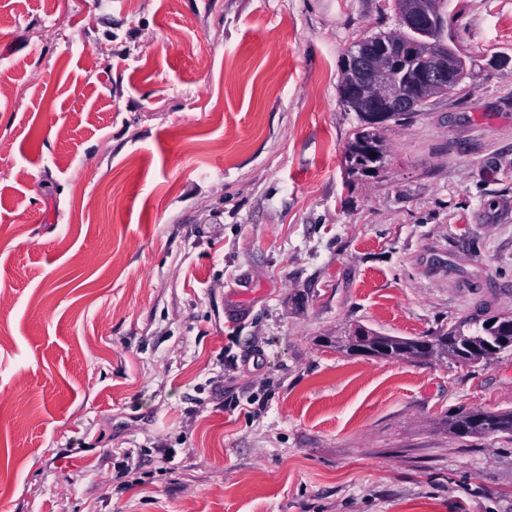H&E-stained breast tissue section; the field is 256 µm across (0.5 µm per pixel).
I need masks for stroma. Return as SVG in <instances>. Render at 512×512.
I'll list each match as a JSON object with an SVG mask.
<instances>
[{
  "label": "stroma",
  "mask_w": 512,
  "mask_h": 512,
  "mask_svg": "<svg viewBox=\"0 0 512 512\" xmlns=\"http://www.w3.org/2000/svg\"><path fill=\"white\" fill-rule=\"evenodd\" d=\"M0 512H512V352H347L512 314V0L459 94L359 124L393 0H0ZM374 118L368 114L358 113L360 119V125L354 133L353 139H351L346 148V161L350 172H362L374 169L378 164L381 163L383 157L373 158L366 152V147L373 145L377 142H382L380 133L381 124L394 117L402 114H394L389 116L384 122L385 112H373ZM378 120V121H377ZM379 143V147L372 149L371 152L379 154L384 148L383 144ZM392 340L387 336H374L367 330L357 329L349 338L352 351L358 355L389 358ZM489 413L492 416V422H487L483 419L484 414ZM471 414L461 416L456 422L455 431L459 435H467L468 433L473 436L483 434H502L512 436V411L488 412V411H475L472 412V422L470 431L468 424Z\"/></svg>",
  "instance_id": "1"
}]
</instances>
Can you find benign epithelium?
Instances as JSON below:
<instances>
[{
    "instance_id": "benign-epithelium-1",
    "label": "benign epithelium",
    "mask_w": 512,
    "mask_h": 512,
    "mask_svg": "<svg viewBox=\"0 0 512 512\" xmlns=\"http://www.w3.org/2000/svg\"><path fill=\"white\" fill-rule=\"evenodd\" d=\"M440 22L441 18L432 9V0H407L399 15L401 28L417 36L414 48L435 55L434 62L417 74V82L435 97L451 92L446 57L433 51V32ZM346 70L352 79L360 80L363 85L361 94L350 100V105L355 109L374 112V118L378 121L385 119V114L379 112L382 107L399 113L415 111L416 102L411 85L406 79L393 74L391 60L383 49L365 41L358 43L351 52ZM491 321L489 331L496 341H512L511 314L493 317ZM391 343V338L374 336L363 329L356 330L349 338L354 353L380 358L390 357ZM413 343L419 351L415 356L417 360H431L443 352L435 336H419Z\"/></svg>"
}]
</instances>
